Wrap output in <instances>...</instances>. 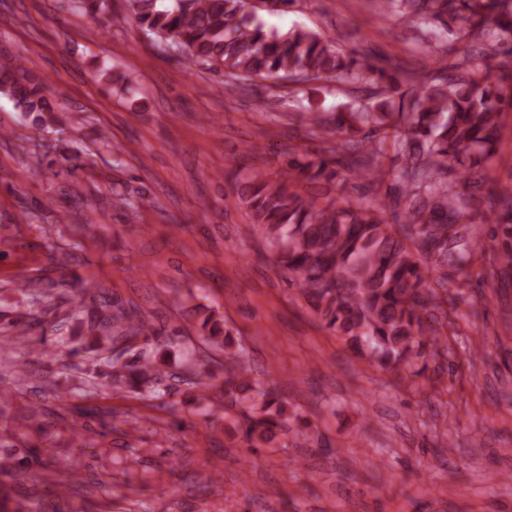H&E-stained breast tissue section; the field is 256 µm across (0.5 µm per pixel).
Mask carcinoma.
Wrapping results in <instances>:
<instances>
[{"mask_svg": "<svg viewBox=\"0 0 512 512\" xmlns=\"http://www.w3.org/2000/svg\"><path fill=\"white\" fill-rule=\"evenodd\" d=\"M294 0H128L137 22L157 39L181 48L198 65L225 76L224 88L263 96L257 78L280 75L311 83L319 91L346 78L366 79L368 103L329 112L313 94L305 111L294 114L299 126L313 132L342 134L319 153L294 149L280 171L234 169L236 196L253 226L274 244L278 260L294 275V283L327 326L371 350L383 364H396L415 351L448 349L453 319L448 306L464 298L466 268L485 250L476 226L493 220L506 243L498 262L512 269V187L501 186L487 156L498 141L503 113L512 110V0H381L382 10L408 9L411 20L428 25L448 14L458 22L463 47L457 71L440 67L420 84L401 89L385 66L346 56L336 39L305 27L285 33L266 27L258 11L286 12ZM87 14L125 20L112 0H76ZM483 44L482 54L505 59L492 69L468 66ZM0 93L11 97L36 130L63 117L49 98L48 87L32 78L26 66L0 72ZM403 154V168L393 180L411 195L405 222L393 224L384 198L336 204V176L346 169L360 180L383 184L387 172L379 164L387 139ZM473 188L465 194L459 184ZM498 189L499 211L480 210L476 192ZM435 279L438 288L428 286ZM458 292L449 296L447 286ZM87 320L94 334L92 349L98 369L112 373V387L129 388L151 398L166 396L160 374L163 352L180 346L171 332L163 346L136 338L152 329L146 318L120 303L97 305ZM204 337L224 351V397L238 406L224 429L251 448L267 445L288 428V411L267 389L263 399L242 397L252 390L243 379L240 354L230 334L212 314L201 323Z\"/></svg>", "mask_w": 512, "mask_h": 512, "instance_id": "cac0c4a2", "label": "carcinoma"}]
</instances>
